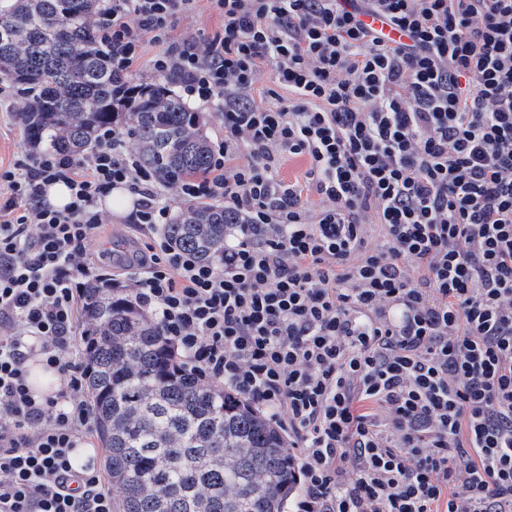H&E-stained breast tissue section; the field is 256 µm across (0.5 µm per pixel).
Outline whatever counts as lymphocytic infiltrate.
Returning <instances> with one entry per match:
<instances>
[{"instance_id":"1","label":"lymphocytic infiltrate","mask_w":512,"mask_h":512,"mask_svg":"<svg viewBox=\"0 0 512 512\" xmlns=\"http://www.w3.org/2000/svg\"><path fill=\"white\" fill-rule=\"evenodd\" d=\"M196 3L112 0L96 32L118 101L152 44L155 77L217 106L210 171L178 196L231 214L221 254L169 245L172 206L115 128L0 169V512H112L75 459L94 428L76 340L92 283L287 434L294 512H512V0H210L221 27L174 40ZM267 62L288 101L253 102ZM118 187L148 241L115 278L89 244ZM34 354L56 394L29 388Z\"/></svg>"}]
</instances>
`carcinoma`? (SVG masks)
<instances>
[{"instance_id": "obj_1", "label": "carcinoma", "mask_w": 512, "mask_h": 512, "mask_svg": "<svg viewBox=\"0 0 512 512\" xmlns=\"http://www.w3.org/2000/svg\"><path fill=\"white\" fill-rule=\"evenodd\" d=\"M99 0H3L0 73L24 94L27 139L81 155L98 130L120 124L140 162L175 187L203 173L212 140L201 113L172 85L145 84L132 103L96 48ZM220 204L189 203L166 236L200 259L224 251ZM84 386L107 449L119 512H287L295 464L277 424L240 395L183 370L158 324L128 295L86 293Z\"/></svg>"}]
</instances>
